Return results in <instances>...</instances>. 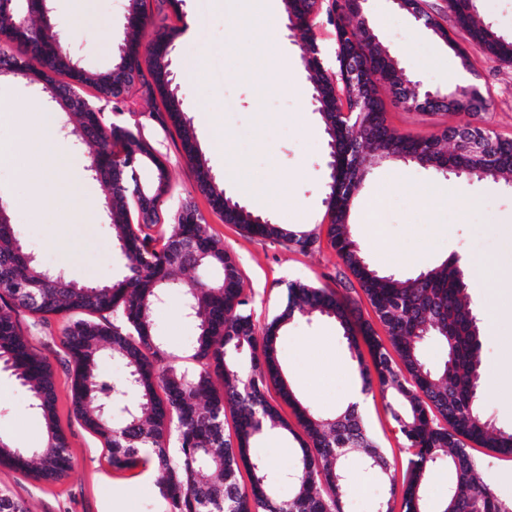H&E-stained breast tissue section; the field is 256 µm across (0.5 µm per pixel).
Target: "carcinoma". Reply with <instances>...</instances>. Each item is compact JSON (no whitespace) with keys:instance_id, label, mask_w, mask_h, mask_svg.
<instances>
[{"instance_id":"1","label":"carcinoma","mask_w":512,"mask_h":512,"mask_svg":"<svg viewBox=\"0 0 512 512\" xmlns=\"http://www.w3.org/2000/svg\"><path fill=\"white\" fill-rule=\"evenodd\" d=\"M286 17L296 20L303 42L301 60L312 98L328 136L330 155L338 162L326 191L327 238L331 248L360 287L382 324L381 339L369 322L353 318L350 301L338 292L311 284L289 285L281 313L257 326L234 259L209 234L201 214L185 207L165 230H157L161 196L169 187L168 171L148 144L133 131L103 122L101 113L80 92L94 87L117 110L127 106L133 88L148 97L159 94L164 111L151 117L174 125L198 188L208 196L224 223L244 233L277 240L307 252L319 241L312 230L293 229L249 211L239 198L217 183L198 147L195 132L182 111L174 75L156 79L162 57L172 58L174 40L166 26L147 12L146 0H127V31L112 65L96 70L68 57L67 37L51 3L10 0L0 6V78L36 74L51 104L56 131L77 146L89 148L86 171L108 192L99 204L109 224L113 246L125 258V275L102 285L80 284L62 272H51L26 253L0 204V363L12 371L31 398L46 427L43 446L18 448L0 436V465L30 472L38 481L54 480L72 468L66 439L55 424L56 375L42 352L18 328L24 313L30 326H45L54 316L68 317L62 345L72 364L74 414L112 449V465L140 468L154 478L166 512H343L349 488L346 460L359 454L364 468L382 480L388 497L382 512H428L422 488L436 464L452 474L448 494L436 512H512L493 493L469 452V444L512 457V430L490 426L483 408L485 370L481 361L480 319L471 306L465 270L458 257L401 279L378 272L368 261L349 224L351 207L366 176V156L380 159L391 149L396 161L419 165L442 175L478 180H512V139L480 129L483 157L445 136L401 134L387 122L380 89L392 94L411 84L399 62L365 22H353L338 0L325 4L336 31V48L358 50L362 67L373 77L375 98L368 113L342 117L341 95L347 87L338 72L313 56L316 48L311 17L316 0H282ZM36 14L24 28L20 14ZM448 13L468 41L489 56L512 63V39L482 22L471 0H448ZM147 64L146 79L142 64ZM446 112L468 117L472 96L448 90ZM148 160L164 180L144 188L135 178L137 164ZM189 269H206L212 277L186 289L182 313L197 325L185 365L164 364L169 357L153 320L154 309L178 287ZM336 320L356 355L362 391L379 396L391 414L402 447L411 450L402 482L370 435L356 406L323 416L300 404L278 359V338L294 314ZM434 343L441 350L435 364L425 356ZM370 361H365L360 345ZM249 354V366L240 356ZM125 368L111 381L102 376L104 357ZM276 393L295 407L299 436L268 395ZM231 412L233 431L225 429ZM278 427L299 442L297 462L289 473L293 492L277 493L267 463L251 453V444L267 428ZM246 471L249 483L241 482ZM0 512H29L24 503L0 489Z\"/></svg>"}]
</instances>
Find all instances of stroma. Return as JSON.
Wrapping results in <instances>:
<instances>
[{
  "label": "stroma",
  "mask_w": 512,
  "mask_h": 512,
  "mask_svg": "<svg viewBox=\"0 0 512 512\" xmlns=\"http://www.w3.org/2000/svg\"><path fill=\"white\" fill-rule=\"evenodd\" d=\"M53 7L76 54L92 66H109L124 36L126 0H53ZM147 7L157 22L178 30L172 68L183 109L219 184L249 210L275 223L306 230L325 223L327 136L311 98L301 46L287 28H280L277 43L292 67L266 74L257 59L269 48L243 19L242 0H180L175 6L169 0H147ZM363 8L371 28L410 76L439 90L460 83L459 59L394 0H365ZM465 50L476 82L488 90L491 101L476 123L512 138V64L490 59L471 44ZM0 95L15 106L14 113L0 117V141L26 142L37 153L24 178L11 164L0 165V200L7 203L21 241L39 262L70 279L110 282L122 272L124 261L112 246L110 229L98 208L106 188L86 175V152L72 149L54 127L36 130L29 110L42 96L23 79L0 80ZM159 105V100L136 92L122 113L102 101L97 107L105 122L130 128L166 165L170 186L160 202L165 219L193 207L210 234L223 242L237 264L255 324L264 326L283 309L291 283L338 289L336 273L342 264L328 243L304 253L247 235L213 211L197 187L176 128L151 120ZM386 110L389 125L404 134L429 136L457 121L447 112L431 115L392 103ZM239 170L273 178L274 193L287 200V207L265 209L236 182ZM434 192L452 194V204L427 205ZM378 196L384 202L375 220H368L366 206ZM350 221L370 262L385 273L409 277L454 255L512 266L511 184L446 179L414 164H376L369 169ZM468 288L483 329L486 414L496 427L511 430L512 294H493L473 275ZM182 296V291L171 290L166 303L154 311L155 324L176 364L196 334L181 313ZM494 306L506 308V315L490 317ZM66 324L59 316L52 318L46 333L34 332L27 324L22 330L56 373V425L66 437L72 468L60 480L46 482L0 465V489L24 501L31 512H164V500L148 473L115 469L111 449L75 417L61 345ZM278 357L299 400L326 416L344 408L348 392L360 383L357 362L329 318L291 320L279 336ZM361 412L380 447L398 468H405L408 453L383 401L365 397ZM44 434V423L27 392L11 371L0 367V436L13 446L35 448ZM297 446L293 436L277 431L263 434L252 446L255 455L269 462L283 497L291 491L283 476L295 464ZM471 454L498 499L512 505V459L478 447ZM350 470L344 512H377L386 494L384 485L359 463H352Z\"/></svg>",
  "instance_id": "35a3bbf8"
}]
</instances>
